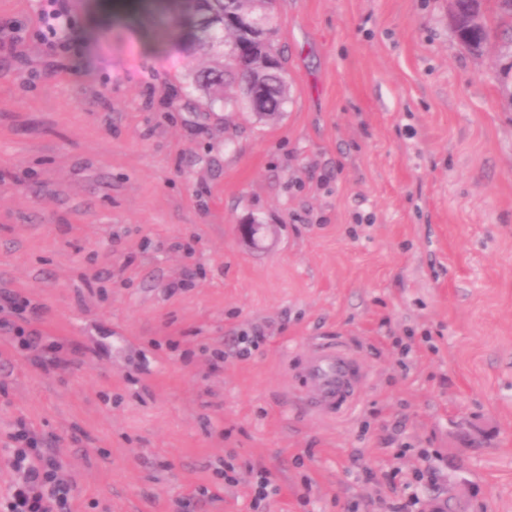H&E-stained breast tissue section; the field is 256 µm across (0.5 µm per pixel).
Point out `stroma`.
Segmentation results:
<instances>
[{
	"label": "stroma",
	"instance_id": "35a3bbf8",
	"mask_svg": "<svg viewBox=\"0 0 512 512\" xmlns=\"http://www.w3.org/2000/svg\"><path fill=\"white\" fill-rule=\"evenodd\" d=\"M64 3L0 0V323L40 342L0 326V494L23 422L71 512H512V59L448 0H275L260 119L200 108L164 16ZM326 336L370 371L333 422L285 394Z\"/></svg>",
	"mask_w": 512,
	"mask_h": 512
}]
</instances>
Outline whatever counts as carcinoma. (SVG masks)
<instances>
[{
  "label": "carcinoma",
  "mask_w": 512,
  "mask_h": 512,
  "mask_svg": "<svg viewBox=\"0 0 512 512\" xmlns=\"http://www.w3.org/2000/svg\"><path fill=\"white\" fill-rule=\"evenodd\" d=\"M175 15L162 36L193 54L210 58L211 65L196 72L193 82L205 94V105L229 102L225 91L245 79L264 84L257 112L274 118L284 112L287 87L284 78V54L273 40L262 41L247 31L224 25L229 15H255L274 32V15L261 0H172ZM475 13L481 23L469 27ZM450 15L464 29L460 42L479 54L488 45L512 46V0H451ZM239 47V54L228 53L225 45Z\"/></svg>",
  "instance_id": "carcinoma-1"
}]
</instances>
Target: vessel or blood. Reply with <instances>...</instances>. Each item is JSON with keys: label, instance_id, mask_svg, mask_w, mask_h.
I'll return each mask as SVG.
<instances>
[{"label": "vessel or blood", "instance_id": "b4317fda", "mask_svg": "<svg viewBox=\"0 0 512 512\" xmlns=\"http://www.w3.org/2000/svg\"><path fill=\"white\" fill-rule=\"evenodd\" d=\"M291 376L301 382L295 392L305 412L333 421L349 412L367 385V368L346 343L327 339L310 344L299 361L289 364Z\"/></svg>", "mask_w": 512, "mask_h": 512}]
</instances>
